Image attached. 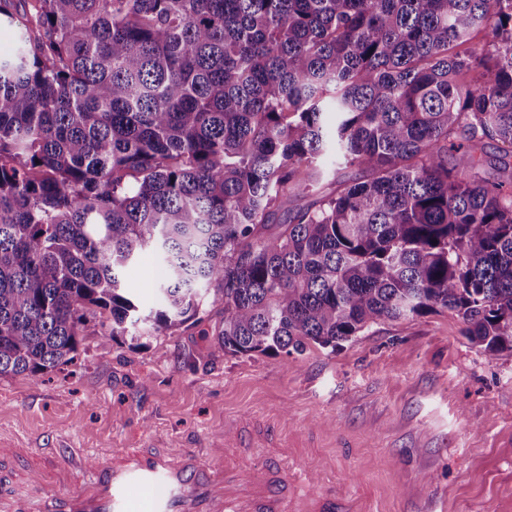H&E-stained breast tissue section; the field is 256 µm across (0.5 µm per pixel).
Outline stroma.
Returning a JSON list of instances; mask_svg holds the SVG:
<instances>
[{
    "label": "stroma",
    "mask_w": 512,
    "mask_h": 512,
    "mask_svg": "<svg viewBox=\"0 0 512 512\" xmlns=\"http://www.w3.org/2000/svg\"><path fill=\"white\" fill-rule=\"evenodd\" d=\"M162 276L146 250L122 281L143 311ZM218 311L132 349L90 323L76 365L0 379V435L35 454L73 449L87 470L115 448L224 463L225 424L281 420L307 437L292 487L367 486L379 512H512V351L484 352L450 313L383 319L336 349L300 354L216 351ZM348 447H339L337 435Z\"/></svg>",
    "instance_id": "stroma-1"
}]
</instances>
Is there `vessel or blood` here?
<instances>
[{
    "mask_svg": "<svg viewBox=\"0 0 512 512\" xmlns=\"http://www.w3.org/2000/svg\"><path fill=\"white\" fill-rule=\"evenodd\" d=\"M254 448L265 451L257 474L248 463ZM288 448L274 421L254 435L225 434L219 468L202 465L191 451L175 458L118 448L88 486L56 494L46 492V484H64L77 461L62 452L39 467L38 478H21L8 466L21 449L5 442L0 444V512H375L371 492L362 487L288 493L282 467Z\"/></svg>",
    "mask_w": 512,
    "mask_h": 512,
    "instance_id": "1",
    "label": "vessel or blood"
}]
</instances>
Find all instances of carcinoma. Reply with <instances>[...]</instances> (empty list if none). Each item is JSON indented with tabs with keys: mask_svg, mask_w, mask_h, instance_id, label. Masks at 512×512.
<instances>
[{
	"mask_svg": "<svg viewBox=\"0 0 512 512\" xmlns=\"http://www.w3.org/2000/svg\"><path fill=\"white\" fill-rule=\"evenodd\" d=\"M0 378L221 308L217 350L448 311L512 351V0H0ZM485 36H480V33ZM360 178L279 221L324 160ZM156 253L141 317L120 275ZM505 149L500 143L492 140H483L474 146V155L481 158L486 168L503 180L510 181L512 177V158L505 156ZM506 162V167L504 163Z\"/></svg>",
	"mask_w": 512,
	"mask_h": 512,
	"instance_id": "obj_1",
	"label": "carcinoma"
}]
</instances>
